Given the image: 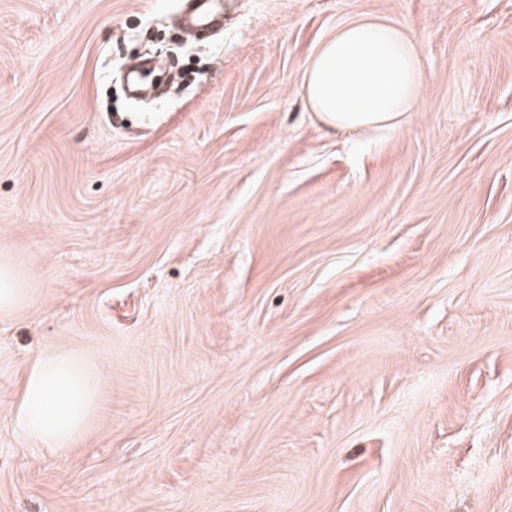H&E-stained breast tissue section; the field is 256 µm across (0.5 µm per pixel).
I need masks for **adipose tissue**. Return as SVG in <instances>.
I'll return each instance as SVG.
<instances>
[{"instance_id":"adipose-tissue-1","label":"adipose tissue","mask_w":512,"mask_h":512,"mask_svg":"<svg viewBox=\"0 0 512 512\" xmlns=\"http://www.w3.org/2000/svg\"><path fill=\"white\" fill-rule=\"evenodd\" d=\"M426 81L406 28L365 16L336 29L310 57L303 92L326 129L394 130L405 122ZM100 384L94 370L65 351L41 354L23 386L18 420L24 436L68 447L91 411Z\"/></svg>"}]
</instances>
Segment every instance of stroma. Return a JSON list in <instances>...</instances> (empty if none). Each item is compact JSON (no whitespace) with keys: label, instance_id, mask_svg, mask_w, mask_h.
Returning a JSON list of instances; mask_svg holds the SVG:
<instances>
[{"label":"stroma","instance_id":"obj_1","mask_svg":"<svg viewBox=\"0 0 512 512\" xmlns=\"http://www.w3.org/2000/svg\"><path fill=\"white\" fill-rule=\"evenodd\" d=\"M182 0H0V512H512V0H226L141 107L111 65ZM405 25L399 129H324L310 56ZM101 377L25 439L37 357ZM22 291V288H18L13 268L0 263V310L14 307L20 301ZM99 384L97 372L73 354H41L23 386L18 420L24 436L67 448L91 411Z\"/></svg>","mask_w":512,"mask_h":512}]
</instances>
